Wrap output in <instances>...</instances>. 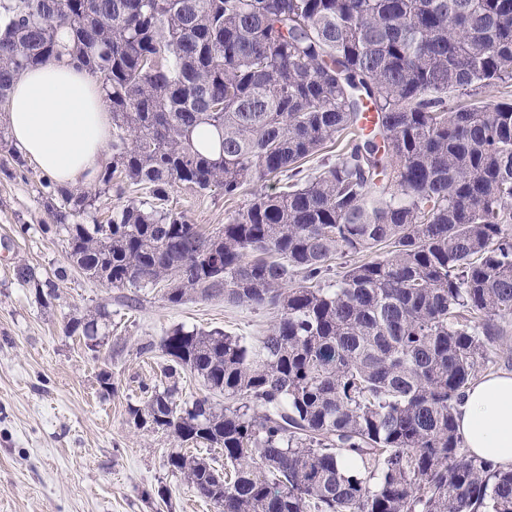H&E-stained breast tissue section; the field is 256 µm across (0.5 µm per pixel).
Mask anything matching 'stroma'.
Wrapping results in <instances>:
<instances>
[{
    "mask_svg": "<svg viewBox=\"0 0 512 512\" xmlns=\"http://www.w3.org/2000/svg\"><path fill=\"white\" fill-rule=\"evenodd\" d=\"M44 181L32 163L0 167V512H215L168 470L174 437L136 427L129 410L162 380L160 342L169 329L252 339L270 314L220 296L173 305L159 287L109 288L87 278L69 265L62 226H44ZM259 189L252 184L228 201L219 190L177 186L165 206L213 230ZM24 263L54 278V299L40 301L16 280ZM98 307L110 325L95 356L65 326Z\"/></svg>",
    "mask_w": 512,
    "mask_h": 512,
    "instance_id": "obj_1",
    "label": "stroma"
}]
</instances>
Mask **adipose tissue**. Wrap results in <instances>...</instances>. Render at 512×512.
Masks as SVG:
<instances>
[{
	"mask_svg": "<svg viewBox=\"0 0 512 512\" xmlns=\"http://www.w3.org/2000/svg\"><path fill=\"white\" fill-rule=\"evenodd\" d=\"M7 125L11 139L59 186L90 184L109 161L111 114L96 82L76 65L21 73L9 95ZM455 421L470 454L512 468V371L475 378Z\"/></svg>",
	"mask_w": 512,
	"mask_h": 512,
	"instance_id": "adipose-tissue-1",
	"label": "adipose tissue"
}]
</instances>
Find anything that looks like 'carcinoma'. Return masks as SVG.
Masks as SVG:
<instances>
[{"label": "carcinoma", "instance_id": "carcinoma-1", "mask_svg": "<svg viewBox=\"0 0 512 512\" xmlns=\"http://www.w3.org/2000/svg\"><path fill=\"white\" fill-rule=\"evenodd\" d=\"M65 59L114 129L95 183L44 200L70 265L273 314L251 342L166 333L164 377L224 397L161 383L130 409L179 442L169 470L216 512H512V469L471 456L455 422L512 316V102L478 98L512 88V0H0L1 113L15 75ZM0 160L25 165L2 130ZM272 179L213 232L133 201L93 215L114 187L230 201ZM108 318L66 332L97 340Z\"/></svg>", "mask_w": 512, "mask_h": 512}]
</instances>
